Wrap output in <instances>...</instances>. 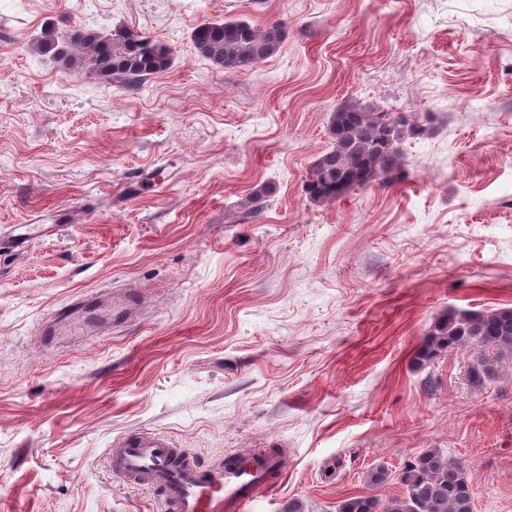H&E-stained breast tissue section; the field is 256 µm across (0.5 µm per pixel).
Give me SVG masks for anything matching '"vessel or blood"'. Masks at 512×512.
<instances>
[{
	"mask_svg": "<svg viewBox=\"0 0 512 512\" xmlns=\"http://www.w3.org/2000/svg\"><path fill=\"white\" fill-rule=\"evenodd\" d=\"M140 298L129 291L111 305L87 294L79 304L61 307L57 317L72 320L76 308L94 304L117 332L131 321ZM107 464L124 482L160 491L162 512H249L251 503L280 483L286 460L268 451L229 453L221 461L202 464L164 436L137 432L113 441Z\"/></svg>",
	"mask_w": 512,
	"mask_h": 512,
	"instance_id": "b4317fda",
	"label": "vessel or blood"
}]
</instances>
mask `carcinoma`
<instances>
[{
  "mask_svg": "<svg viewBox=\"0 0 512 512\" xmlns=\"http://www.w3.org/2000/svg\"><path fill=\"white\" fill-rule=\"evenodd\" d=\"M284 26L258 28L245 20L205 21L191 35L195 53L216 68L248 70L278 53ZM36 51L67 61L102 83L116 81L136 89L150 77L170 70L173 48L141 31L121 26L110 33L82 24L61 32L44 29ZM426 124L403 112H385L359 103L332 113V144L310 166L303 189L310 201L328 203L373 181L384 184L407 177L400 144L419 139ZM474 349L468 366L470 386L484 387L512 362V309L488 313L448 312L433 322L416 353L417 364L428 363L455 349ZM403 492L386 499L354 494L337 512H473V493L465 466L436 449L420 453L396 476Z\"/></svg>",
  "mask_w": 512,
  "mask_h": 512,
  "instance_id": "obj_1",
  "label": "carcinoma"
}]
</instances>
